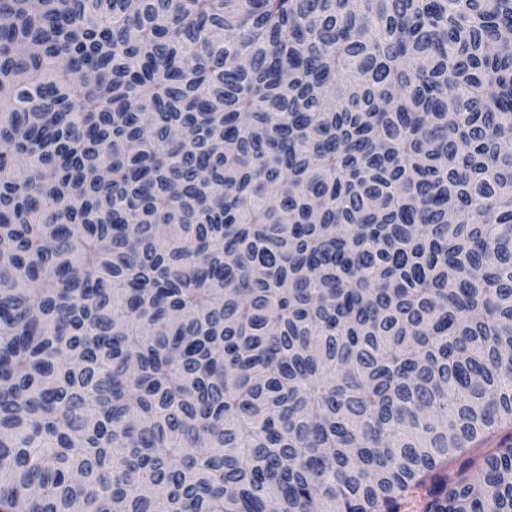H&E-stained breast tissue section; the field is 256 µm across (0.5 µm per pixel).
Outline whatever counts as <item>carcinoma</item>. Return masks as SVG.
I'll return each mask as SVG.
<instances>
[{
  "instance_id": "carcinoma-1",
  "label": "carcinoma",
  "mask_w": 512,
  "mask_h": 512,
  "mask_svg": "<svg viewBox=\"0 0 512 512\" xmlns=\"http://www.w3.org/2000/svg\"><path fill=\"white\" fill-rule=\"evenodd\" d=\"M0 19V512H512V0Z\"/></svg>"
}]
</instances>
